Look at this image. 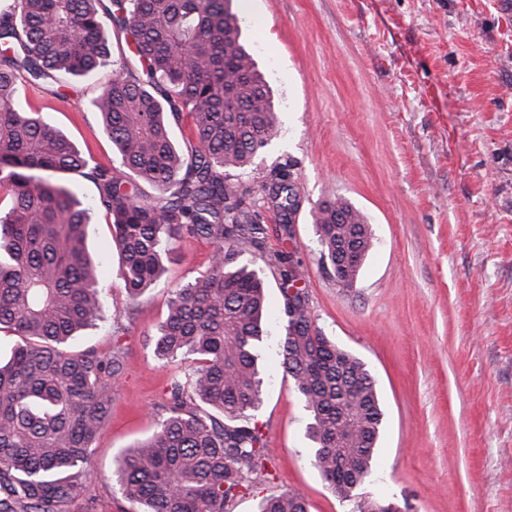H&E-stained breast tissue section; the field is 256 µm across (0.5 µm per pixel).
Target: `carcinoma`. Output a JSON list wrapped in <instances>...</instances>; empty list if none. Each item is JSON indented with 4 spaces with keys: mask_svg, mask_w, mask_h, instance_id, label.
Here are the masks:
<instances>
[{
    "mask_svg": "<svg viewBox=\"0 0 512 512\" xmlns=\"http://www.w3.org/2000/svg\"><path fill=\"white\" fill-rule=\"evenodd\" d=\"M114 28L130 36L146 76L120 68L91 102L119 167L90 161L25 97L111 66ZM241 36L232 0H14L0 10V333L19 338L0 363V512H64L93 469L126 358L118 341L106 353L67 348L105 321L100 262L87 246L97 210L111 219L132 301L160 278L173 244L216 245L209 267L172 291L156 329L158 359L183 369L154 432L115 461L124 499L137 512H231L264 473L268 448L255 412L265 283L244 255L265 252L261 204L287 231L302 197L290 161L270 171L259 198L231 182L277 132L270 88ZM184 113L190 134L180 142L172 123ZM67 175L96 185L94 204L77 198ZM312 224L333 266L356 242L361 259L336 270L353 286L374 244L372 225L341 197L315 206ZM268 265L284 296L281 367L313 419L311 462L354 512H390L359 493L384 417L376 380L311 319L294 253L277 252ZM258 512L308 506L288 491L262 498Z\"/></svg>",
    "mask_w": 512,
    "mask_h": 512,
    "instance_id": "obj_1",
    "label": "carcinoma"
}]
</instances>
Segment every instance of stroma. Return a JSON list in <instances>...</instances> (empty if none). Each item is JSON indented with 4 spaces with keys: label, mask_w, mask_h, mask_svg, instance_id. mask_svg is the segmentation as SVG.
<instances>
[{
    "label": "stroma",
    "mask_w": 512,
    "mask_h": 512,
    "mask_svg": "<svg viewBox=\"0 0 512 512\" xmlns=\"http://www.w3.org/2000/svg\"><path fill=\"white\" fill-rule=\"evenodd\" d=\"M269 85L278 132L241 182L259 190L293 161L303 204L291 228L264 209L268 252L302 264L312 318L378 380L383 426L362 491L399 512H512V7L506 0H233ZM111 69L66 98L30 88V105L96 162L118 164L90 105ZM342 197L375 233L358 281L342 286L311 210ZM111 320L128 324L126 366L94 468L67 512H117L113 459L157 423L178 367L151 334L174 288L205 270L214 245H178L157 284L129 301L104 213L88 228ZM267 337L256 419L269 477L237 498L301 494L308 512H351L310 462L308 411L283 374V295L264 257Z\"/></svg>",
    "instance_id": "obj_1"
}]
</instances>
